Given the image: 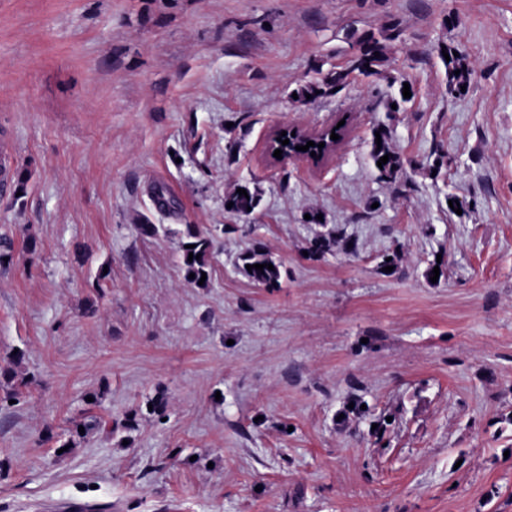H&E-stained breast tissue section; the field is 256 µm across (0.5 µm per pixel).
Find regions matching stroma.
<instances>
[{
    "label": "stroma",
    "instance_id": "stroma-1",
    "mask_svg": "<svg viewBox=\"0 0 512 512\" xmlns=\"http://www.w3.org/2000/svg\"><path fill=\"white\" fill-rule=\"evenodd\" d=\"M393 25L378 74L294 99ZM340 120L324 163L269 159ZM1 147L0 512H512V0H0ZM445 52L449 54L450 60L446 61L442 50L440 52L446 67L448 68V89L451 92H461V86H467L471 71L460 56H455L454 51L450 47H446ZM466 66V69H463ZM460 70L459 75H455V71ZM376 132H379L381 136V148L377 149L376 136L374 133L372 149L370 152L371 160L382 178L387 180L396 179L402 167L400 157L395 154L388 146V132L386 130H378ZM386 154H389V160L386 164L382 163V168H379L377 161H379L380 158ZM239 188L245 189L248 197H245L244 195L239 196V193L236 191L234 194L225 199L224 207L229 211H233L241 215H249L253 213L259 206L260 199L257 193L251 191L248 186L244 185L240 186ZM229 202H233V206L231 208H227V204ZM247 207H250L251 211H247ZM187 226V237L191 240L183 242L182 249V266L185 271V279L190 284L198 285L202 273H206V280L203 285L209 280L210 264L209 259L211 256V249L213 246V236L210 233H204L199 229H195L191 224ZM186 245H194V248H186ZM193 252L192 262L188 261L189 253ZM197 254H201L199 259H196ZM190 273L195 274L194 279H190ZM243 269L247 276L256 284L266 288H276L280 285L281 271L280 265L276 263L262 246H255L242 256ZM254 264H272L274 270L263 268V272L252 268L248 271L246 265Z\"/></svg>",
    "mask_w": 512,
    "mask_h": 512
}]
</instances>
